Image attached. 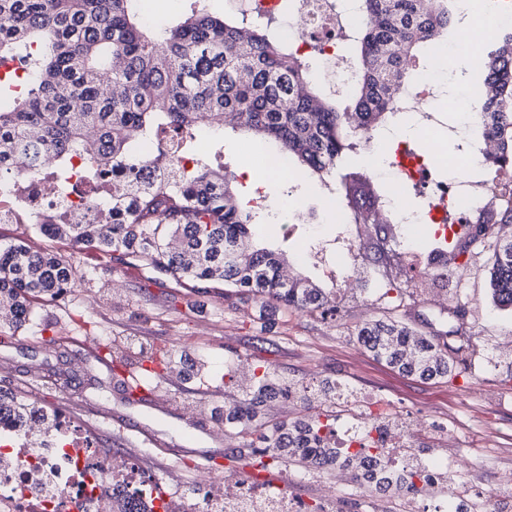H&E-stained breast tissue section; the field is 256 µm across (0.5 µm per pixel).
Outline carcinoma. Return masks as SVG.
<instances>
[{
  "label": "carcinoma",
  "instance_id": "1",
  "mask_svg": "<svg viewBox=\"0 0 512 512\" xmlns=\"http://www.w3.org/2000/svg\"><path fill=\"white\" fill-rule=\"evenodd\" d=\"M139 0H0V64L25 72L0 80V186L39 170H67L85 163L88 183L109 169L125 172L112 192L110 224H40L39 231L72 245L141 261L177 282L220 280L229 292L265 307L302 311L336 320V294L305 277L284 281L278 254L249 246L258 212L236 200L234 175L201 154L200 124H215L214 156L222 154L224 126L243 128L288 153L293 166L324 183L337 182L334 203L351 224L375 223L387 203L385 187L351 163L361 136L390 119H402L396 95L409 63L456 29L458 0H357L365 22L343 34L345 57L355 69L353 92L342 98L315 81L273 20L261 25L242 15L228 19L195 7L178 24L148 33L137 15ZM118 57L121 65L109 68ZM475 87L492 85L482 101L478 134L499 143L485 160L512 165V30L500 32L481 54ZM166 137L172 152L144 155L137 138ZM476 232L448 244L444 264L465 268L490 255L497 308H512V197L493 196L475 216ZM405 248L393 225H378L372 273L388 276L391 254ZM78 286L71 258L42 251L24 240L0 248V310L19 327L39 300H56ZM381 317L355 327L353 338L373 357L421 379L445 378L480 357L458 335L466 302L456 297L448 324L422 334L405 321L414 292L397 288ZM341 384L283 387L267 371L255 377L247 397L224 410V422L259 433L253 462L321 467L337 458L330 447L332 414H316L285 426L267 425L261 408L278 397L331 398ZM51 427L48 415L14 394L0 393V423ZM347 457L378 463V480L419 494L426 473L391 468L360 443Z\"/></svg>",
  "mask_w": 512,
  "mask_h": 512
}]
</instances>
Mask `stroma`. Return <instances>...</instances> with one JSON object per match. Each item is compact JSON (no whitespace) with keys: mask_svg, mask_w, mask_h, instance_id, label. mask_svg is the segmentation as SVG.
Wrapping results in <instances>:
<instances>
[{"mask_svg":"<svg viewBox=\"0 0 512 512\" xmlns=\"http://www.w3.org/2000/svg\"><path fill=\"white\" fill-rule=\"evenodd\" d=\"M223 163L228 171L261 175L266 198L254 241L281 249L282 274L308 277L342 298L340 315L321 321L306 313L268 315L259 303L225 294L220 282L199 290L177 283L142 262H123L89 248H74L51 236H35L38 248L70 255L79 288L55 301L35 304L20 328L0 324V390L55 410L85 429L100 448L139 461L172 492L196 497L201 460L223 469L254 472L249 461L252 434L225 426L224 408L243 399L255 375L270 372L280 384L329 378L352 396L396 405L423 459H446V481L468 479L474 494L470 512H495L512 493L499 490L500 471L512 469V309L495 308L490 260L480 256L466 272L449 270L447 283L417 278L412 311L428 316L446 312L461 294L468 314L459 324L478 349L495 355L498 365L475 362L454 380H423L375 359L350 336L363 321L381 315L378 298L385 279H371L374 225L351 227L364 248L343 285L303 259L312 237L305 225L315 218L321 241L338 232L324 187L297 170L267 180L257 139L226 132ZM99 336L124 340L127 368L110 369L88 350ZM171 352L163 376L146 377L154 403L129 400L127 371H139L138 351ZM159 441L144 454L145 434ZM307 512H318L320 494L331 484L327 470L276 464Z\"/></svg>","mask_w":512,"mask_h":512,"instance_id":"35a3bbf8","label":"stroma"}]
</instances>
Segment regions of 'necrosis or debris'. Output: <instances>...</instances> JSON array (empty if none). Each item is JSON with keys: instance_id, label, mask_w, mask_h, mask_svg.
Listing matches in <instances>:
<instances>
[{"instance_id": "4bbe7bcc", "label": "necrosis or debris", "mask_w": 512, "mask_h": 512, "mask_svg": "<svg viewBox=\"0 0 512 512\" xmlns=\"http://www.w3.org/2000/svg\"><path fill=\"white\" fill-rule=\"evenodd\" d=\"M283 34L299 54L315 53L322 63L320 83L348 88L353 75L340 52L346 25L339 0H294ZM442 44L429 47L426 59L415 67L397 100L401 111L414 118L416 132L428 140L425 157L397 155L382 174L390 195L385 215L394 224H435L439 218L427 206H414L401 195L402 178L424 180V191L446 199L458 209L461 223L472 221L489 193L500 191L501 170L485 181L471 182L466 170L482 161L490 143L474 144L472 132L480 120L468 95L453 98L449 109L437 101L447 83L438 68ZM451 132L467 149L450 167L454 177L431 178L426 156L439 150L438 137ZM85 177L73 170L67 180L46 173L12 180L0 187V222L4 224H105L112 217V182L104 180L95 194L82 186ZM400 413L391 404L378 414H366L364 426H382L387 461L396 465L413 460L414 450L399 424ZM120 499L126 512H138L142 502L154 512H301L287 485L269 486L231 474L210 472L198 498L187 501L165 493L163 485L128 457L95 447L92 437L67 419L53 432L33 434L0 426V512H105L111 499Z\"/></svg>"}]
</instances>
